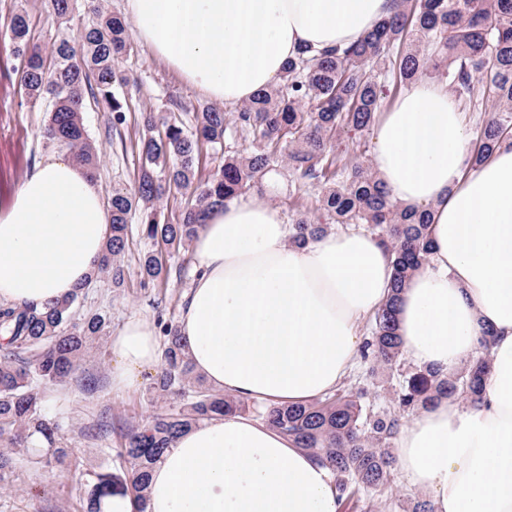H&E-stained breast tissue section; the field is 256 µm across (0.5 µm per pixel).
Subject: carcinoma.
Segmentation results:
<instances>
[{
  "instance_id": "1",
  "label": "carcinoma",
  "mask_w": 512,
  "mask_h": 512,
  "mask_svg": "<svg viewBox=\"0 0 512 512\" xmlns=\"http://www.w3.org/2000/svg\"><path fill=\"white\" fill-rule=\"evenodd\" d=\"M394 14L341 51L309 55L303 50L288 62L280 83L237 110L236 129L252 135L253 149L231 155L224 149V111L207 106L194 114L192 131L171 116L157 125L144 116L145 132L137 142L139 166L132 188H115L107 200L111 212L106 252L94 278L107 276L119 288L125 282L124 253L133 217L144 237L172 249L185 248L197 236L202 217L212 206L261 185L281 157L298 183L319 186L317 199L336 225L365 224L393 255V294L376 312L361 359L397 373L392 405L367 408L364 387L336 393L307 404L281 407L249 405L207 387L195 377L178 327L163 325L165 367L154 383L161 397L179 404L132 425L118 457L122 470L106 464L93 472L94 484L81 512H112V489L128 484L139 512H145L149 470L189 428L215 416L249 413L299 447L329 463L342 504L362 512L376 508L375 495L391 480L395 458L389 452L405 415L439 398L474 401L490 368L485 354L461 371L441 378L430 370L404 369L396 311L399 291L430 256L429 214L394 201L372 166L361 161L339 165L335 142L344 132L363 133L374 124L388 87L398 88L427 77L448 83L459 97L489 105L466 165L474 168L512 138V0H395ZM96 21L83 27L78 42L61 38L50 52L31 43L28 15L16 11L9 32L16 71L28 102L50 103L44 136L68 146L74 162L91 178L98 169L97 149L83 122L87 99L112 112V128L126 122L116 96L122 82L120 59L133 51L124 18L88 0ZM57 19L73 11L71 0H47ZM219 161L211 178L196 183L203 147ZM191 190L176 224L161 222L158 202L170 187ZM289 242L303 246L328 231L303 212L290 224ZM158 254L139 259L140 283L160 280ZM83 291L42 310L0 305V441L28 450L35 463L65 466L71 450L57 425L44 414L43 392L70 377L90 341L102 338L110 318L100 312L80 316ZM14 459L0 451V483L14 476Z\"/></svg>"
}]
</instances>
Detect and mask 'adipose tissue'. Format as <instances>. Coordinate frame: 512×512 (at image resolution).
<instances>
[{
  "mask_svg": "<svg viewBox=\"0 0 512 512\" xmlns=\"http://www.w3.org/2000/svg\"><path fill=\"white\" fill-rule=\"evenodd\" d=\"M134 35L211 99L276 85L300 49L357 41L393 0H124ZM447 84L422 80L377 125L371 163L393 200L431 215L429 263L403 288V354L447 376L493 333L477 402L439 400L401 426L397 464L435 512H512V143L477 168ZM110 232L101 187L64 156L28 174L0 212V304L43 308L96 271ZM257 199L212 208L193 242L196 275L178 325L196 371L244 401L305 404L355 366L364 321L392 293V256L371 234L289 244ZM112 390H136L161 357L155 327L127 320L110 342ZM146 512H339L328 466L251 417L191 429L153 467Z\"/></svg>",
  "mask_w": 512,
  "mask_h": 512,
  "instance_id": "obj_1",
  "label": "adipose tissue"
}]
</instances>
